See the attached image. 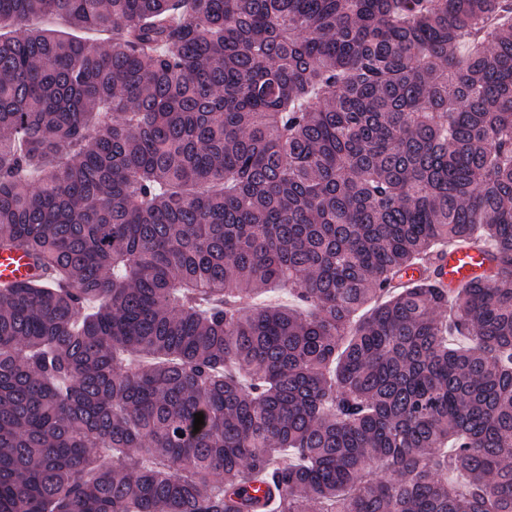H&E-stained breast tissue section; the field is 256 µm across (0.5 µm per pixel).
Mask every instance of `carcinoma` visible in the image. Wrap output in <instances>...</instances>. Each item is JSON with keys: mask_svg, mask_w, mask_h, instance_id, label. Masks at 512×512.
<instances>
[{"mask_svg": "<svg viewBox=\"0 0 512 512\" xmlns=\"http://www.w3.org/2000/svg\"><path fill=\"white\" fill-rule=\"evenodd\" d=\"M0 248V512H512V0H0ZM485 249L478 247H458L437 254L431 262L432 269L441 273V283L458 285L470 280L485 266ZM32 264V259L22 250H0V287L25 281Z\"/></svg>", "mask_w": 512, "mask_h": 512, "instance_id": "1", "label": "carcinoma"}]
</instances>
